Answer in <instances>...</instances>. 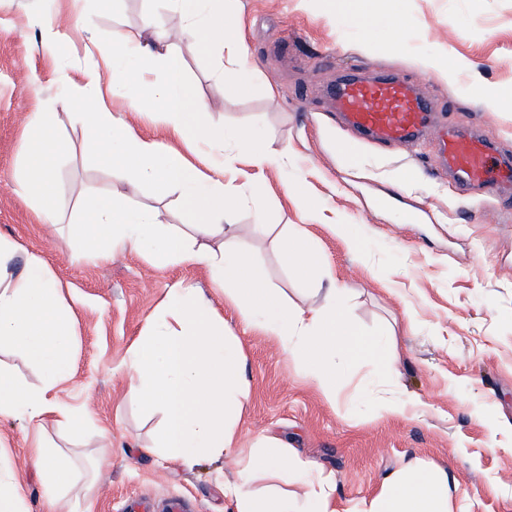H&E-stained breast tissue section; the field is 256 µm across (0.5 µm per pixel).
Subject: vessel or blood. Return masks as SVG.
I'll return each mask as SVG.
<instances>
[{
    "label": "vessel or blood",
    "instance_id": "b4317fda",
    "mask_svg": "<svg viewBox=\"0 0 512 512\" xmlns=\"http://www.w3.org/2000/svg\"><path fill=\"white\" fill-rule=\"evenodd\" d=\"M339 112L352 131L379 143L409 142L427 132L433 110L414 86L394 75L345 76L330 91ZM436 151L445 170L487 191L497 185L492 176L494 158L477 138L456 135L441 138Z\"/></svg>",
    "mask_w": 512,
    "mask_h": 512
}]
</instances>
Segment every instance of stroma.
<instances>
[{"instance_id":"1","label":"stroma","mask_w":512,"mask_h":512,"mask_svg":"<svg viewBox=\"0 0 512 512\" xmlns=\"http://www.w3.org/2000/svg\"><path fill=\"white\" fill-rule=\"evenodd\" d=\"M150 0H83L73 16L59 75L31 50L42 15L69 9V0H0V236L41 252L76 319L71 371L56 398L79 417L81 442L64 430L51 442L94 467L112 464L93 487L78 483L73 512H118L132 496L187 498L193 512H231L225 482L230 457H204L190 468L151 453L159 419L145 412L126 382L125 364L147 321L159 313L168 288L185 281L211 293L247 355L250 397L242 447L265 435L285 440L315 471L333 474L340 507L370 500L383 477L418 458L446 468L456 480L454 512H512V186L487 196L440 175L430 138L387 147L358 138L326 93L338 78L363 66L411 82L435 107L436 123L479 134L500 161L512 164V104L497 106L512 89V0H372L369 21L337 13L332 0H227L224 19L243 29L249 82L233 88L221 63L190 40L176 41L182 77L213 109L216 129L250 127L271 148H289L298 166L259 172L242 164L235 183L243 195L234 219L264 226L241 242L265 272L271 290L301 303L307 284L280 244L290 224L318 241V262L347 291L351 316L363 332L397 337V378H380L369 360L337 362L341 389L328 404L295 363L262 334L241 324L207 275L160 265L124 252L77 260L66 226L78 194L105 192L109 175L84 160L82 127L63 111L65 81L81 83L90 61L86 35L109 45L139 32ZM93 15L92 33L81 16ZM396 15L398 29L384 26ZM277 99H269L268 87ZM55 113V131L70 151L55 167V219L47 234L32 201L17 192L29 113ZM312 201L304 214L300 197ZM422 212L402 221L408 208ZM346 225L348 249L331 232ZM416 320L405 333L406 315ZM394 390L419 399L405 416L376 420L374 396ZM29 425L0 417V452L13 463L28 512H43V488L29 447Z\"/></svg>"}]
</instances>
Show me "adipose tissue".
<instances>
[{
  "label": "adipose tissue",
  "mask_w": 512,
  "mask_h": 512,
  "mask_svg": "<svg viewBox=\"0 0 512 512\" xmlns=\"http://www.w3.org/2000/svg\"><path fill=\"white\" fill-rule=\"evenodd\" d=\"M160 2L165 12L179 14L184 36L226 55L227 80L240 85L247 81L244 35L225 24L213 0ZM85 53L101 56V63L87 69L83 85L60 100L87 132L84 158L116 174L122 183L150 184L163 197L177 194L198 221L180 228L164 223L160 210L132 205L115 189L85 194L70 224L77 259L134 251L160 262L204 269L225 305L299 363L327 402H335L340 389L337 359L367 357L377 375L392 371L394 359L388 351L394 339L381 342L363 336L347 310L344 288L315 267L317 241L302 227L293 226L282 244L296 259L297 275L312 284L303 305L291 306L272 295L263 270L239 249L244 229L231 221L238 162L245 159L264 170L285 167L292 158L287 151L261 144L248 128L226 134L205 123L210 106L182 79L175 44L163 34L160 16L146 13L134 40L114 43L105 52L91 40ZM121 60L136 64L139 74L127 116L112 112L106 101ZM146 113L164 128L169 142L136 132L133 117ZM52 120L49 112L29 116V126L43 135L28 141L18 183L19 194L33 195L40 217L47 221L55 196V159L68 149L62 140H48ZM160 310V317L148 322L131 346L127 361L130 392L161 415L155 448L187 467L207 454L233 458L236 478L224 492L236 512H288L287 497L263 495L253 488V476L260 470L284 484L302 485L303 512H338L333 477L313 472L307 461L265 440L240 448L250 396L246 356L221 309L195 288L179 283L169 289ZM74 324L72 309L42 253L0 237V345L34 360L41 372L39 384L31 385L0 363V415L21 416L33 427L30 446L47 512H71L68 488L79 474L75 456L47 439L48 427H76L74 410L52 395L70 370ZM451 498L447 471L413 459L384 476L363 512H453Z\"/></svg>",
  "instance_id": "obj_1"
}]
</instances>
